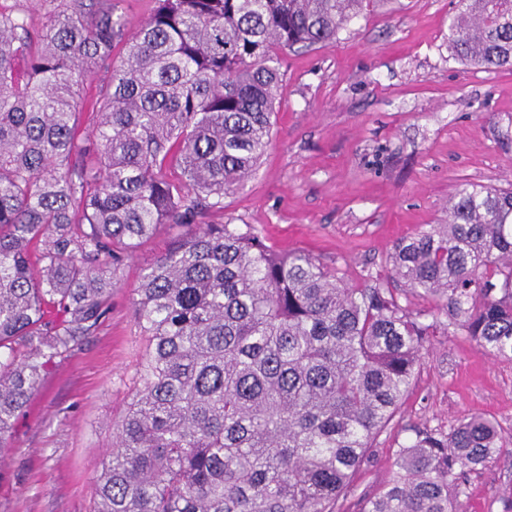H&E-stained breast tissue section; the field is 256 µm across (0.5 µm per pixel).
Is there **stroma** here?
<instances>
[{
  "instance_id": "stroma-1",
  "label": "stroma",
  "mask_w": 512,
  "mask_h": 512,
  "mask_svg": "<svg viewBox=\"0 0 512 512\" xmlns=\"http://www.w3.org/2000/svg\"><path fill=\"white\" fill-rule=\"evenodd\" d=\"M457 2L372 0L336 39L280 51L273 142L203 223L251 229L277 250L311 253L359 286L387 279L396 238L444 223L461 183H511L512 70L451 56ZM178 234L164 225L138 247L104 321L31 395L0 450V512H92L96 471L144 354L133 289ZM471 414L496 421L507 445L468 475L462 508L512 512V360L441 329L427 337L410 393L340 512H359L392 479L412 428L447 432Z\"/></svg>"
}]
</instances>
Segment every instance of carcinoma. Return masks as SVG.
Returning <instances> with one entry per match:
<instances>
[{
    "mask_svg": "<svg viewBox=\"0 0 512 512\" xmlns=\"http://www.w3.org/2000/svg\"><path fill=\"white\" fill-rule=\"evenodd\" d=\"M100 2L59 0L37 34L0 12V451L139 244L180 225L133 289L145 352L94 512H336L437 323L377 279L350 287L306 252L197 219L271 145L278 52L335 39L370 0H154L132 35ZM458 2L452 56L512 69V0ZM118 48L81 137L80 88ZM388 263L446 328L512 359V188L460 185L447 223L397 239ZM503 447L480 415L418 428L361 512H462L466 475ZM398 293L399 301L402 305H409V308L414 312L424 311L425 313H428V315L425 316L427 323L432 322L436 318L438 321L445 322V316L437 313V311L434 309V303L432 301L412 295L411 293H401L400 291H398Z\"/></svg>",
    "mask_w": 512,
    "mask_h": 512,
    "instance_id": "1",
    "label": "carcinoma"
}]
</instances>
